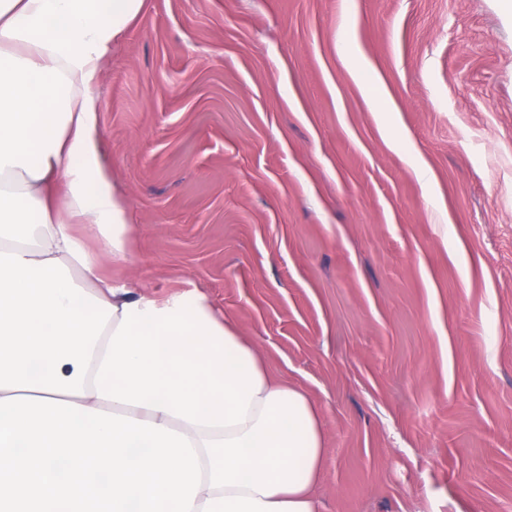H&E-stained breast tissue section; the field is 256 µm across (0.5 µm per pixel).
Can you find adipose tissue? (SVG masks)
<instances>
[{
	"label": "adipose tissue",
	"instance_id": "adipose-tissue-1",
	"mask_svg": "<svg viewBox=\"0 0 512 512\" xmlns=\"http://www.w3.org/2000/svg\"><path fill=\"white\" fill-rule=\"evenodd\" d=\"M144 0H0V512H319L321 413L124 265L93 91Z\"/></svg>",
	"mask_w": 512,
	"mask_h": 512
}]
</instances>
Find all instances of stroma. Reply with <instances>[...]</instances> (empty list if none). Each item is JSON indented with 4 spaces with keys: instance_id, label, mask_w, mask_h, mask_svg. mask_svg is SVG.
Segmentation results:
<instances>
[{
    "instance_id": "35a3bbf8",
    "label": "stroma",
    "mask_w": 512,
    "mask_h": 512,
    "mask_svg": "<svg viewBox=\"0 0 512 512\" xmlns=\"http://www.w3.org/2000/svg\"><path fill=\"white\" fill-rule=\"evenodd\" d=\"M95 93L127 272L307 391L321 512H512V0H144Z\"/></svg>"
}]
</instances>
